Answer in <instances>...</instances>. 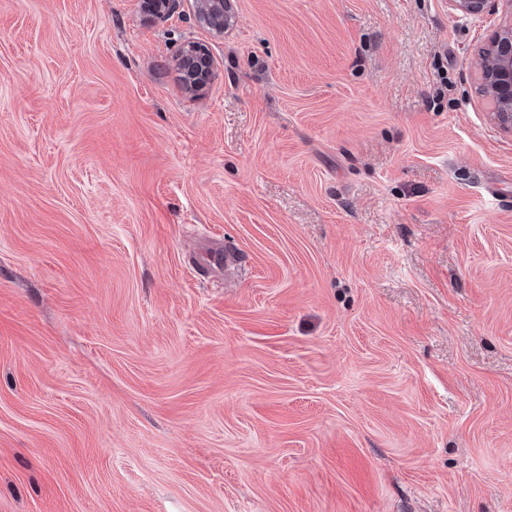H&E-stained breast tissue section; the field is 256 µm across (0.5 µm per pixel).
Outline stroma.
Wrapping results in <instances>:
<instances>
[{"label": "stroma", "instance_id": "1", "mask_svg": "<svg viewBox=\"0 0 512 512\" xmlns=\"http://www.w3.org/2000/svg\"><path fill=\"white\" fill-rule=\"evenodd\" d=\"M227 15L0 0V512H512V0ZM485 93L498 119L512 125V28L500 33L477 61ZM179 63L189 87L199 88L206 83L210 61L201 47L189 45L180 55Z\"/></svg>", "mask_w": 512, "mask_h": 512}]
</instances>
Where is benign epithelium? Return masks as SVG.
I'll use <instances>...</instances> for the list:
<instances>
[{
    "label": "benign epithelium",
    "mask_w": 512,
    "mask_h": 512,
    "mask_svg": "<svg viewBox=\"0 0 512 512\" xmlns=\"http://www.w3.org/2000/svg\"><path fill=\"white\" fill-rule=\"evenodd\" d=\"M454 10L466 15H480L487 11L491 0H451ZM204 21L215 31L224 32L228 21L226 0H198ZM180 66L186 83L191 88L203 86L209 75L210 61L197 45L188 46L180 55ZM485 93L494 104L498 119L512 125V28L500 33L477 61Z\"/></svg>",
    "instance_id": "1"
}]
</instances>
